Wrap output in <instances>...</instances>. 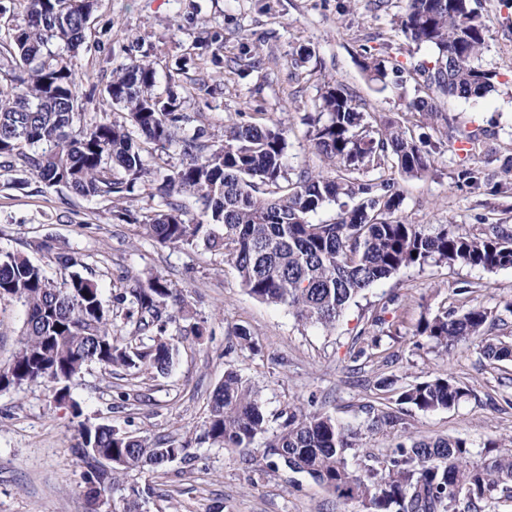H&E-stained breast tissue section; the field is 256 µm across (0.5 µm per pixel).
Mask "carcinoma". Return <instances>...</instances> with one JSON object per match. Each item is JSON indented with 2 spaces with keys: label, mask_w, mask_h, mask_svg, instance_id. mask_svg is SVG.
Listing matches in <instances>:
<instances>
[{
  "label": "carcinoma",
  "mask_w": 512,
  "mask_h": 512,
  "mask_svg": "<svg viewBox=\"0 0 512 512\" xmlns=\"http://www.w3.org/2000/svg\"><path fill=\"white\" fill-rule=\"evenodd\" d=\"M97 0H26V19L0 40V169L30 172L48 189L81 197L121 196L134 191L148 174L133 126L155 152L180 143L183 160L158 187L165 209L141 214L149 235L164 246H192L200 237L224 251L247 292L257 300L285 307L303 324L336 325L362 292L399 270L429 262L512 268V228L489 224L478 234L444 224L432 230L398 217L404 197L387 176L420 178L434 164L427 128L448 137L443 97L482 99L500 83L501 74L479 63L486 48L489 17L477 0H405L394 31L431 51L430 60L406 68L385 51L360 54L359 68L379 90L405 89V75L422 79L426 96L408 102L419 116L410 127L396 121L377 125L356 97L339 83L323 84L315 111L304 118L315 150L336 168L333 175L302 169L286 176L287 140L277 125L234 122L225 126L224 144H209L203 125L179 111L174 92H154L156 68L144 56L112 75L106 92L129 124L86 120L77 93L78 56ZM454 142L465 152L483 147V132L461 131ZM197 195L204 214L223 234L204 233L201 221L186 218L178 197ZM338 212L331 222L310 216L329 204ZM68 275L58 286L41 265L21 252H0V298L26 307L20 346L0 367V390L50 383L59 401L70 397V383L96 364L104 370L163 374L178 353L167 327L176 321L168 310L177 301L166 281L152 278L104 304L97 283L76 267L81 262L50 241ZM417 256H412V253ZM469 284L455 289L459 306L423 319L416 335L441 351L487 332L491 312L471 304ZM120 310L129 329L112 335ZM489 359L512 361V340L487 343ZM470 390L448 376L406 385L397 404L421 412L459 406ZM268 432L260 391L236 369H227L210 400L205 438L226 450L249 455L256 438ZM80 459L85 484L106 493L133 470L156 471L193 459L188 444L149 441L111 425H81ZM357 433L331 416L300 407L286 413L263 455L304 472L345 504L364 512H484L482 506L512 501V452L478 464L459 438L408 439L376 459L352 469L349 454ZM115 460L111 469L102 458Z\"/></svg>",
  "instance_id": "1"
}]
</instances>
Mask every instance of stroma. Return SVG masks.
I'll return each instance as SVG.
<instances>
[{"label": "stroma", "instance_id": "obj_1", "mask_svg": "<svg viewBox=\"0 0 512 512\" xmlns=\"http://www.w3.org/2000/svg\"><path fill=\"white\" fill-rule=\"evenodd\" d=\"M491 17L484 68H512V10L500 12L497 0H479ZM371 0H98L79 54L81 90L95 89L84 102L89 119L124 121V110L106 93L112 73L131 60L149 55L156 63L155 93H176L181 111L199 114L214 145L224 142L232 121L281 123L288 149L287 173L303 168L332 173L319 156L304 123L313 111L324 81L343 84L374 118L408 124L406 108L418 91L407 83L405 94L380 91L367 82L358 60L362 47L392 39L391 54L411 67L428 59L392 33L403 0H388L381 11ZM208 42L223 59L215 67L201 54ZM311 56L303 67L292 62L299 47ZM441 107L454 126L484 129V152L467 159L462 152L436 153L422 178L397 177L404 196L400 217L409 224H453L476 233L485 218L512 223V194L471 189L457 183L455 171L470 163L480 177L500 174L512 154V84L498 86L473 101L445 97ZM181 161L178 147L165 158L148 159L151 179L124 205L133 213L163 209L157 186L167 165ZM109 203L100 198L61 194L45 188L28 172L0 176V251L21 252L43 266L47 277L65 275L39 244H54L74 255L85 276L94 279L104 300L146 284L167 281L186 302V312L171 324L179 353L164 375L104 371L91 365L71 384L70 398L60 402L47 384L0 391V512H90L83 465L76 453L79 425H112L154 440L187 443L196 460L168 464L158 472L132 471L106 496L100 512H123L135 490L150 489L142 512H359L343 506L303 472L269 465L205 439L210 396L227 368L240 370L261 392L270 430L291 406L315 405L342 424L358 429L362 460L373 461L404 437H459L473 450L474 462L494 451L512 449V362L485 358V341L512 338V315L503 305L512 299V269L494 272L479 267L443 264L410 266L365 291L346 309L333 330L303 325L286 308L262 303L243 287L223 253L192 247H168L140 225L112 221ZM475 285L474 304L490 310L497 323L483 341L458 343L450 353L432 349L416 334L426 317L457 306V287ZM386 308L385 323L369 326L367 318ZM26 308L18 300H0V365L19 347ZM205 323L202 340L180 338L181 330ZM247 328L255 350L225 348L235 343V328ZM379 347H372L373 337ZM362 358H355L358 349ZM449 375L470 394L458 407L401 413L396 397L402 387ZM392 379L382 390L379 379ZM401 414L395 426L368 430L372 414Z\"/></svg>", "mask_w": 512, "mask_h": 512}]
</instances>
